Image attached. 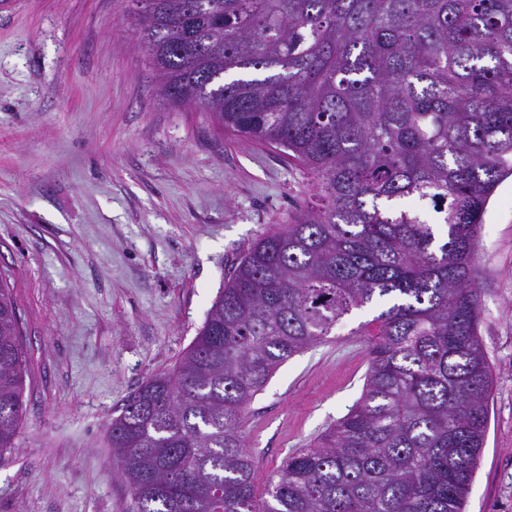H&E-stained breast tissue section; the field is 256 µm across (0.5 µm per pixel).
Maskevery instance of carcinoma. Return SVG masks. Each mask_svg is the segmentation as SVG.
Wrapping results in <instances>:
<instances>
[{
  "mask_svg": "<svg viewBox=\"0 0 512 512\" xmlns=\"http://www.w3.org/2000/svg\"><path fill=\"white\" fill-rule=\"evenodd\" d=\"M135 21L171 105L280 150L309 189L112 419L136 512H464L493 388L476 254L512 175V0H140ZM368 306L360 397L258 484L248 405ZM24 377L0 281V463Z\"/></svg>",
  "mask_w": 512,
  "mask_h": 512,
  "instance_id": "carcinoma-1",
  "label": "carcinoma"
}]
</instances>
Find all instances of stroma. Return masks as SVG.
<instances>
[{
  "instance_id": "35a3bbf8",
  "label": "stroma",
  "mask_w": 512,
  "mask_h": 512,
  "mask_svg": "<svg viewBox=\"0 0 512 512\" xmlns=\"http://www.w3.org/2000/svg\"><path fill=\"white\" fill-rule=\"evenodd\" d=\"M307 197L273 147L161 95L130 0H0V278L26 347L27 406L0 512H132L107 425L172 371L239 255ZM494 387L465 512H512V177L479 240ZM354 312L292 356L242 425L258 481L359 398Z\"/></svg>"
}]
</instances>
